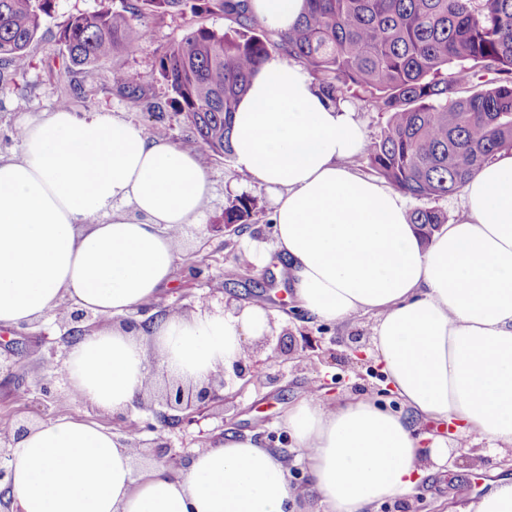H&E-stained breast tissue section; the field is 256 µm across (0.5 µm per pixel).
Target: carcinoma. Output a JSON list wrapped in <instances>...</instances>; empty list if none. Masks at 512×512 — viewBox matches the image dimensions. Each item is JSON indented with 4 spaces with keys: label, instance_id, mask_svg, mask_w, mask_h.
Listing matches in <instances>:
<instances>
[{
    "label": "carcinoma",
    "instance_id": "carcinoma-1",
    "mask_svg": "<svg viewBox=\"0 0 512 512\" xmlns=\"http://www.w3.org/2000/svg\"><path fill=\"white\" fill-rule=\"evenodd\" d=\"M189 0H100L71 15L60 40L68 67L133 52L148 12L183 11ZM297 26L278 32L251 13L249 0H202L195 13L228 21L204 25L169 48L159 74L194 138L184 145L232 156V118L251 77L274 52L302 66L332 103L351 91L388 115L367 166L395 190L417 200L446 198L502 151H512V0H305ZM55 0H0V58L27 63L42 17ZM115 82L134 97L138 82L117 70ZM258 200H227L224 223L249 224ZM410 223L421 238L448 223L437 207H416Z\"/></svg>",
    "mask_w": 512,
    "mask_h": 512
}]
</instances>
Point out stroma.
<instances>
[{
    "label": "stroma",
    "instance_id": "stroma-1",
    "mask_svg": "<svg viewBox=\"0 0 512 512\" xmlns=\"http://www.w3.org/2000/svg\"><path fill=\"white\" fill-rule=\"evenodd\" d=\"M98 0H56L50 17L28 48V63L15 70L0 60V79L7 92H0V154L18 151V127L26 117L56 109L62 97H70L72 110L104 112L140 126L149 136L181 144L192 129L184 114L172 103V94L158 74L159 59L172 44L180 42L200 25L221 31L227 23L216 14L184 11L165 16H145L148 39L135 53L120 54L88 67L66 68L65 48L59 31L68 16L96 9ZM140 75V95L133 98L113 80L114 71ZM209 186L207 207L198 223L184 227V255L177 260L170 281L157 300L143 303L134 312L136 322L149 320L158 310L192 313L198 310L238 309L258 305L271 314L272 334L283 337L286 352L280 365L267 367L266 351L250 341L254 363L249 384L233 381L221 389L197 420L167 428L156 426L165 376L144 395L145 406L137 419L148 423L137 459L158 461V438L184 454L208 447L226 434L249 436L264 445L294 448L285 418L299 399L318 388L322 398L334 405L355 397L369 396L384 409L410 420L421 437V450L430 453L433 437H440L451 453L477 454V464L450 461L435 467L424 462L423 472L404 496L378 501L366 512H458L475 501L491 483L512 479V450L491 453L486 443L474 442L457 420L442 421L414 414L387 387L382 366L375 357L373 318L363 315L344 323L321 321L310 316L287 285V273L278 256L272 255L275 227L270 193L258 183L243 182L234 159L212 156L206 160ZM246 193L258 198L261 212L243 232L224 228V205L228 198ZM250 264V279L229 281L228 268ZM70 304L51 309L43 322L19 328H0V429L33 425L58 415L96 418L113 429L121 424L111 415L96 411L79 399L66 396L63 379L57 378L67 356V338L72 323ZM53 381L59 399L41 393L44 381Z\"/></svg>",
    "mask_w": 512,
    "mask_h": 512
}]
</instances>
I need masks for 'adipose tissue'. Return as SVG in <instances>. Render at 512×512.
<instances>
[{"label":"adipose tissue","mask_w":512,"mask_h":512,"mask_svg":"<svg viewBox=\"0 0 512 512\" xmlns=\"http://www.w3.org/2000/svg\"><path fill=\"white\" fill-rule=\"evenodd\" d=\"M268 28H293L305 0H252ZM21 152L0 155V327L40 321L59 301L98 316L69 345L70 395L133 412L152 365L200 385L270 330L239 314L125 316L156 298L183 251L180 232L209 196L200 151L103 112L26 118ZM237 170L273 194V249L317 319L371 315L389 381L420 415L461 420L512 445V152L464 188L460 220L422 240L404 197L356 176L364 132L308 72L268 57L233 117ZM327 512H365L409 492L422 463L410 424L367 398L330 406L306 394L285 420ZM130 434L59 417L14 440L7 512H287L299 490L286 453L229 437L178 464L136 463Z\"/></svg>","instance_id":"adipose-tissue-1"}]
</instances>
